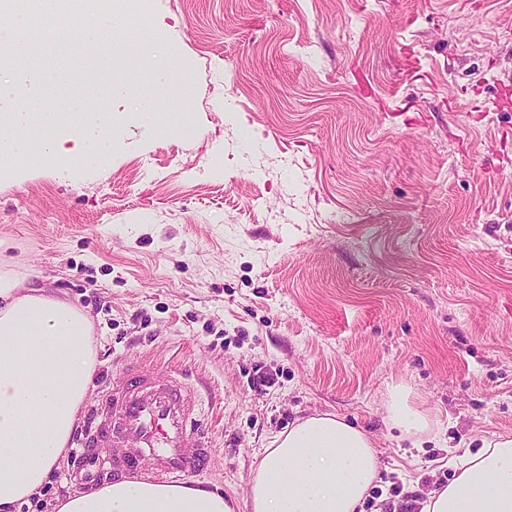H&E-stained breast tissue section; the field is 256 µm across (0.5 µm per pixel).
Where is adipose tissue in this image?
<instances>
[{"label":"adipose tissue","instance_id":"1","mask_svg":"<svg viewBox=\"0 0 512 512\" xmlns=\"http://www.w3.org/2000/svg\"><path fill=\"white\" fill-rule=\"evenodd\" d=\"M91 332L84 310L0 271V512L29 503L62 460L88 397ZM449 463L452 478L420 512H512V434ZM378 471L371 435L338 416H312L267 449L251 512H363ZM58 512H236V504L201 487L119 480L67 497Z\"/></svg>","mask_w":512,"mask_h":512}]
</instances>
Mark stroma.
<instances>
[{
    "label": "stroma",
    "instance_id": "obj_1",
    "mask_svg": "<svg viewBox=\"0 0 512 512\" xmlns=\"http://www.w3.org/2000/svg\"><path fill=\"white\" fill-rule=\"evenodd\" d=\"M126 99L100 168L0 177V260L88 312L92 384L139 361L197 387L185 476L247 512L265 448L327 412L372 433L365 512L512 433V0H125ZM189 122L135 113L143 45ZM426 413L413 447L391 387ZM63 459L21 512L82 492Z\"/></svg>",
    "mask_w": 512,
    "mask_h": 512
}]
</instances>
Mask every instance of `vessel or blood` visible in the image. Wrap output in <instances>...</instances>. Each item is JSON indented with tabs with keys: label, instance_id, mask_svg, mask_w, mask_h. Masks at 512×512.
Wrapping results in <instances>:
<instances>
[{
	"label": "vessel or blood",
	"instance_id": "b4317fda",
	"mask_svg": "<svg viewBox=\"0 0 512 512\" xmlns=\"http://www.w3.org/2000/svg\"><path fill=\"white\" fill-rule=\"evenodd\" d=\"M193 387L147 366L126 369L99 384L96 404L76 441L75 475L86 487L123 475L130 480H180L209 463L204 436L193 432Z\"/></svg>",
	"mask_w": 512,
	"mask_h": 512
}]
</instances>
